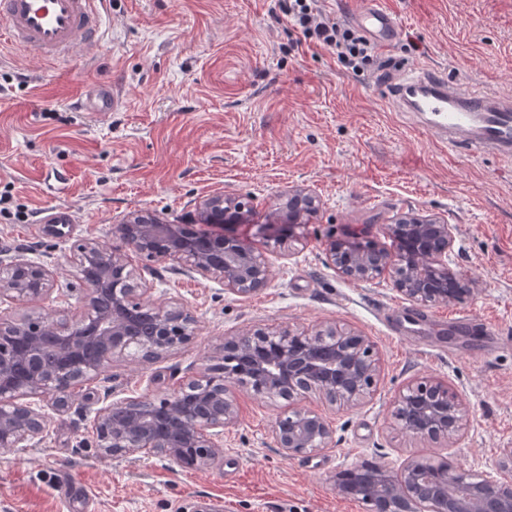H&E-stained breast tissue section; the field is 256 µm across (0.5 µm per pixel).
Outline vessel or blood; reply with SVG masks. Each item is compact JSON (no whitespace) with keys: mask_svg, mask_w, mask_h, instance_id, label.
I'll use <instances>...</instances> for the list:
<instances>
[{"mask_svg":"<svg viewBox=\"0 0 512 512\" xmlns=\"http://www.w3.org/2000/svg\"><path fill=\"white\" fill-rule=\"evenodd\" d=\"M102 0H0V42L16 51L37 50L48 60H65L84 45L98 42ZM354 20L373 43L387 48L399 31L393 16L375 6L357 10ZM393 95L404 113L418 119L433 140L448 149L467 145L470 151L512 158V102H493L491 96H473L421 71L403 74ZM78 102L86 111L107 114L119 105L118 96L103 83L85 87ZM436 328L453 327L458 334H479L481 345L492 351L506 337L490 331L478 317L426 316Z\"/></svg>","mask_w":512,"mask_h":512,"instance_id":"b4317fda","label":"vessel or blood"}]
</instances>
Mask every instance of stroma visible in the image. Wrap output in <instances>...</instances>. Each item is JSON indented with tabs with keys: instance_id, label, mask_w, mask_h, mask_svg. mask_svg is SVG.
Wrapping results in <instances>:
<instances>
[{
	"instance_id": "obj_1",
	"label": "stroma",
	"mask_w": 512,
	"mask_h": 512,
	"mask_svg": "<svg viewBox=\"0 0 512 512\" xmlns=\"http://www.w3.org/2000/svg\"><path fill=\"white\" fill-rule=\"evenodd\" d=\"M401 34L378 52L384 68H344L335 55L298 44L278 0H104L100 42L48 63L39 52L0 48V259L23 254L46 265L59 286L42 307L71 314L81 284L69 262L75 243L112 234L135 210L189 223L213 193L273 207L296 188L321 200L297 239L276 247L259 225L235 235L266 258L272 277L252 295L223 282L129 253L152 299L182 300L197 318L194 345L151 362L118 361L77 387L66 411L45 406L46 431L31 448L0 449V512H84L65 503L63 480L82 485L94 512H367L340 493L335 476L369 460H446L490 478L512 448V347L483 354L467 337L447 354L445 336L387 335L380 312L413 309L388 276L341 277L327 245L354 241L394 252L384 224L412 212L455 228L453 271L473 294L425 305L445 317L472 313L512 332V162L437 145L392 105L407 68L433 71L466 91L512 99V0H382ZM109 81L124 104L106 119L70 100L85 84ZM70 212L64 234L35 227V215ZM333 324L366 336L378 361L374 386L349 409L319 400L304 408L326 419L331 438L289 457L273 428L288 403L231 386L237 419L224 429V458L209 470L157 458L130 463L92 443L100 407L128 396L179 390L212 364L224 336L245 328L312 329ZM429 378L463 399L468 425L453 444L402 431L392 403Z\"/></svg>"
}]
</instances>
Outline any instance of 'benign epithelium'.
Returning <instances> with one entry per match:
<instances>
[{"instance_id": "obj_1", "label": "benign epithelium", "mask_w": 512, "mask_h": 512, "mask_svg": "<svg viewBox=\"0 0 512 512\" xmlns=\"http://www.w3.org/2000/svg\"><path fill=\"white\" fill-rule=\"evenodd\" d=\"M318 209V198L305 189L289 191L264 214L217 192L197 202L194 220L218 226L220 233L165 224L146 211L130 213L114 225V233L124 246L150 260L218 278L230 292L246 295L267 286L271 270L261 254L226 229L260 221L263 228L275 229V240L284 245ZM384 230L397 241L396 254L332 241V267L352 280L386 273L394 289L415 303L458 299L472 292V281L448 266L452 225L401 214ZM70 262L83 286L78 314H0L1 449L29 448L42 441L46 415L28 398L41 396L64 410L73 388L98 377L112 363L134 354L158 359L197 339V319L190 308L178 300H152V286L127 269L121 250L84 239L74 245ZM54 287L52 272L41 263L21 256L0 261V304L44 299ZM217 354L221 363L179 391L153 400L125 398L101 409L94 447L114 459L157 457L177 463L184 462L191 449L192 466L207 470L223 458L218 437L236 421L227 382L290 403L313 395L340 409L364 397L377 372L368 340L334 325L310 331L251 328L224 337ZM391 415L407 434L431 443H450L465 426L460 396L431 379L410 383L399 392ZM274 436L294 457L323 447L330 431L318 414L295 408L278 417ZM420 466L418 460L397 470L383 465L363 484L338 489L366 500L382 497L383 512H512V481L490 482L468 469L450 467L441 481L428 483L422 481Z\"/></svg>"}]
</instances>
